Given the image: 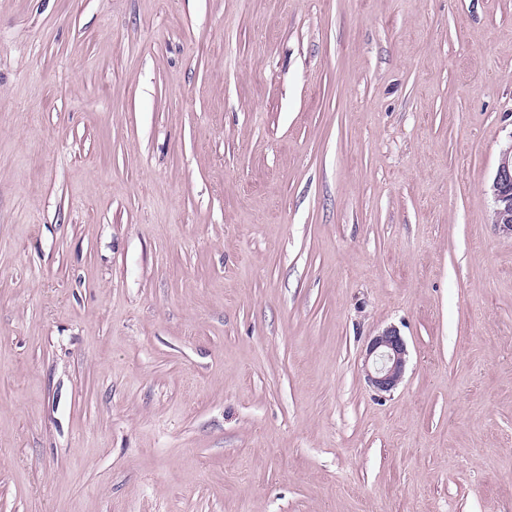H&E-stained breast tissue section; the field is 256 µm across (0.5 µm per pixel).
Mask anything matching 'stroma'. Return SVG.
Instances as JSON below:
<instances>
[{
  "label": "stroma",
  "instance_id": "1",
  "mask_svg": "<svg viewBox=\"0 0 512 512\" xmlns=\"http://www.w3.org/2000/svg\"><path fill=\"white\" fill-rule=\"evenodd\" d=\"M511 141L512 0H0V512H512ZM494 208L492 224L512 237V141L501 152L500 163L490 184ZM407 346L394 328L374 336L368 347L365 372L369 384L378 392H390L402 380L407 363Z\"/></svg>",
  "mask_w": 512,
  "mask_h": 512
}]
</instances>
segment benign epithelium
<instances>
[{
	"label": "benign epithelium",
	"instance_id": "7a95c632",
	"mask_svg": "<svg viewBox=\"0 0 512 512\" xmlns=\"http://www.w3.org/2000/svg\"><path fill=\"white\" fill-rule=\"evenodd\" d=\"M490 191L494 203L492 224L512 236V144L501 152ZM407 355L406 343L396 329L387 328L374 336L366 353L365 372L369 384L379 392L393 390L403 378Z\"/></svg>",
	"mask_w": 512,
	"mask_h": 512
}]
</instances>
